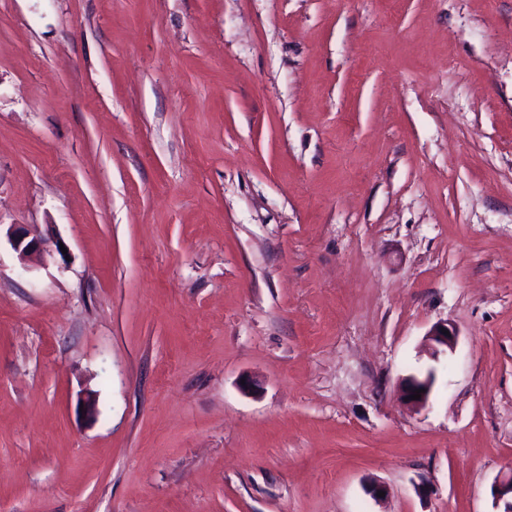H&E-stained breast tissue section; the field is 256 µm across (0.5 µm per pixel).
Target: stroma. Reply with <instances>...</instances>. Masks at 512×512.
<instances>
[{"instance_id":"35a3bbf8","label":"stroma","mask_w":512,"mask_h":512,"mask_svg":"<svg viewBox=\"0 0 512 512\" xmlns=\"http://www.w3.org/2000/svg\"><path fill=\"white\" fill-rule=\"evenodd\" d=\"M16 224L0 512H494L512 0H0ZM52 224L46 225L45 233H36L31 235V232L23 226H18L10 229L8 234V240L20 257L21 260H25L33 253L44 250V245L48 241H54L57 251L60 250V244H62L53 233ZM442 330H448L449 335L442 333ZM426 336L428 352L429 354L433 352L435 355V357H430L437 359L440 354L453 350L458 335L456 329L446 322L433 326ZM433 371L428 370L426 373L413 374L403 378L401 381V394L405 402L412 408L421 409L424 408L429 401V397L432 391L433 382ZM425 389V392H421L419 400H411V395L416 394V390Z\"/></svg>"}]
</instances>
